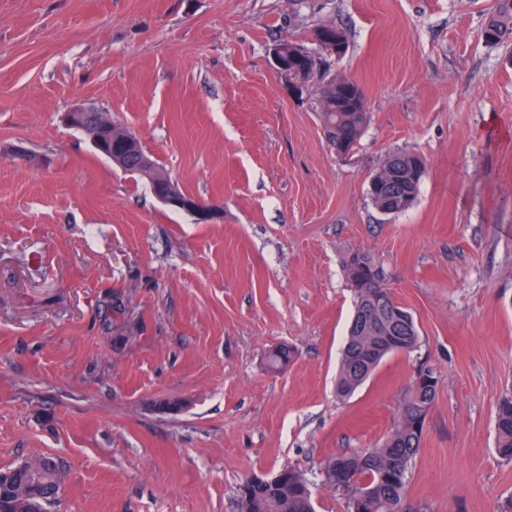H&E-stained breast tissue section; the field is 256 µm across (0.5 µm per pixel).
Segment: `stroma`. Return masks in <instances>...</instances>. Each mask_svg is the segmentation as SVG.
Returning <instances> with one entry per match:
<instances>
[{
    "instance_id": "35a3bbf8",
    "label": "stroma",
    "mask_w": 512,
    "mask_h": 512,
    "mask_svg": "<svg viewBox=\"0 0 512 512\" xmlns=\"http://www.w3.org/2000/svg\"><path fill=\"white\" fill-rule=\"evenodd\" d=\"M492 0H0V469L48 456L51 512H238L285 466L316 512L321 473L378 443L418 369L439 377L408 491L424 512H512L494 415L512 394V45L480 37ZM345 29L332 71L371 122L346 156L270 63L282 40ZM94 103L182 191L162 206L63 114ZM424 157L415 206L379 212L370 178ZM368 251L419 342L336 396ZM294 359L270 372L269 351ZM171 401L181 411L167 410ZM152 193L162 205L191 213L200 223H210L221 217L219 207L186 195L172 179L153 187ZM353 253L358 254L360 256L361 267L359 268V270H362L363 268H366L368 270L367 272H363V271L361 272V274H360L361 278L367 279L370 276L371 267H378L380 272L383 275V272H384L383 268L382 267H381L382 269L380 268V266L376 263L374 256L371 253L366 252V251H357V252H353ZM355 254L350 257V263L352 266L358 267L359 266L358 257ZM351 265L348 263L347 258H346L344 261V268L347 273L349 282H351V284H353L356 280H358L359 274L352 268Z\"/></svg>"
}]
</instances>
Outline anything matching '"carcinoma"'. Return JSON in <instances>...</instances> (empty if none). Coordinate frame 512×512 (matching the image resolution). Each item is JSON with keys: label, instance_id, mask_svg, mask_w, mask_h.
<instances>
[{"label": "carcinoma", "instance_id": "cac0c4a2", "mask_svg": "<svg viewBox=\"0 0 512 512\" xmlns=\"http://www.w3.org/2000/svg\"><path fill=\"white\" fill-rule=\"evenodd\" d=\"M321 29L343 45H348L346 32L336 24L322 20L314 26L313 39H318ZM483 41L497 46L512 41V0H495L488 12L481 31ZM322 59L316 55L304 61L288 59V78L307 82L317 70ZM315 112L320 121L323 137L331 150L346 155L354 149L365 132L370 115L365 94L354 80L333 75L320 83L314 95ZM130 133L120 123H112V158L114 164L125 173L148 180L162 181L165 172L146 152L138 151V157H124L123 140ZM423 158L417 154L395 152L386 158L382 167L371 178L368 194L372 205L381 213L398 215L412 208L419 196L423 179L419 164ZM360 265L365 272L357 273L349 263H344L349 282L370 276L369 269L377 266L374 256L366 251L358 252ZM354 312H366L369 323L358 322L349 326L342 351L340 369L336 380V394L349 397L360 387L390 354H410L418 346V329L412 315L396 313L398 302L384 280L374 282L368 288L353 289ZM294 351L282 346L268 356V367L273 371L283 369L291 362ZM427 374L430 385L411 388L400 405L397 424L390 430L384 443L371 448H361L351 454L338 455L324 465V470L339 462L347 465L342 478L343 485L336 490L343 492L348 512H415L408 494L409 470L417 457L422 434L414 427L416 417L428 414L432 408L439 382L433 369L422 367L417 375ZM495 429L497 450L505 459H512V395L503 397L496 406ZM274 482L263 483L250 478L237 490L239 512H315L310 481L294 467H283L275 473ZM31 480L25 468L15 472L8 489L0 490V512H27Z\"/></svg>", "mask_w": 512, "mask_h": 512}]
</instances>
